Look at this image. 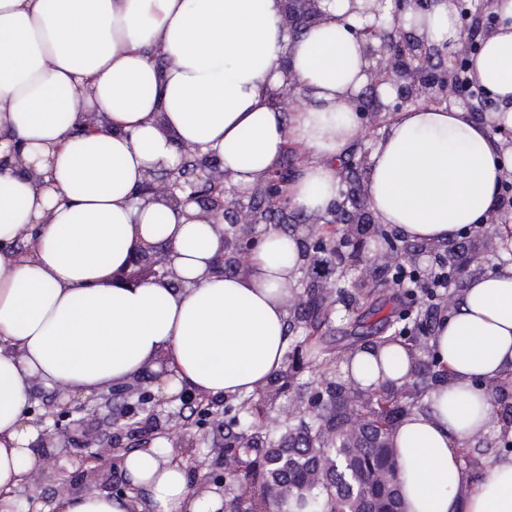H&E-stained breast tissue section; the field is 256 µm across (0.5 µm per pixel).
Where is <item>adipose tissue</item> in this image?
I'll return each instance as SVG.
<instances>
[{"mask_svg":"<svg viewBox=\"0 0 512 512\" xmlns=\"http://www.w3.org/2000/svg\"><path fill=\"white\" fill-rule=\"evenodd\" d=\"M321 7L296 35L282 26L283 0H0V158L19 145L35 167L0 170V512L43 464L34 450L43 427L28 414L34 384L91 396L164 353L163 397L233 398L260 393L283 368L302 265L296 237L258 225L248 273L214 275L222 240L195 220L197 205L148 203L137 190L191 144L247 192L294 142L311 157L287 187L291 208L333 209L337 163L361 131L353 102L372 65L358 32L391 30L394 5ZM491 8L500 24L473 72L512 126V0ZM401 23L450 49L461 39L449 0ZM287 70L307 100L288 116L272 100ZM89 112L99 115L92 127ZM511 172L512 146L489 123L420 104L377 142L367 202L410 240L439 243L484 224ZM146 244L172 247L179 285L113 284ZM429 345L454 378L393 432L404 510L512 512V453L476 479L458 450L488 430L490 385L512 369V264L473 280ZM414 364L390 343L352 350L343 371L374 390L402 383ZM121 468L131 493L63 492L52 512H131L137 489L151 512H222L223 496L190 486L173 448L126 454Z\"/></svg>","mask_w":512,"mask_h":512,"instance_id":"adipose-tissue-1","label":"adipose tissue"}]
</instances>
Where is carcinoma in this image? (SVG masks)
<instances>
[{"instance_id": "obj_1", "label": "carcinoma", "mask_w": 512, "mask_h": 512, "mask_svg": "<svg viewBox=\"0 0 512 512\" xmlns=\"http://www.w3.org/2000/svg\"><path fill=\"white\" fill-rule=\"evenodd\" d=\"M345 207L340 222L326 230L325 238L309 249L310 263L341 265L357 254L364 241L362 229L353 221L363 207L362 186L358 178L350 179L344 193ZM389 279L367 282L336 283L346 310L369 303L381 288L390 287ZM332 303L313 299L305 304L308 312L301 313L297 322L289 325L295 348L316 343L322 326L331 317ZM386 333L374 337L373 344L399 341L416 356L414 386L401 397L389 385L370 392L364 412L372 429L352 446H343L342 435L346 420L336 414L329 394L317 388L299 385L297 390L308 396L311 410L289 425L280 434L251 427L249 431L263 443L261 448H237L238 466L229 481L239 487L237 494L225 503V512H272L278 501L275 493L282 487L292 489L289 501L296 512H403L400 482L380 485L374 473L384 470L400 472L396 449L383 446L379 434L390 433L406 415L404 405L427 409L424 397L436 385L449 382L452 370L424 354L417 343L416 326L423 323L421 314L408 310L383 319ZM494 408L502 411L498 440L512 441V406L504 396L512 389V370L504 371L492 385ZM462 457L476 470H481L485 450L467 443L461 448Z\"/></svg>"}]
</instances>
